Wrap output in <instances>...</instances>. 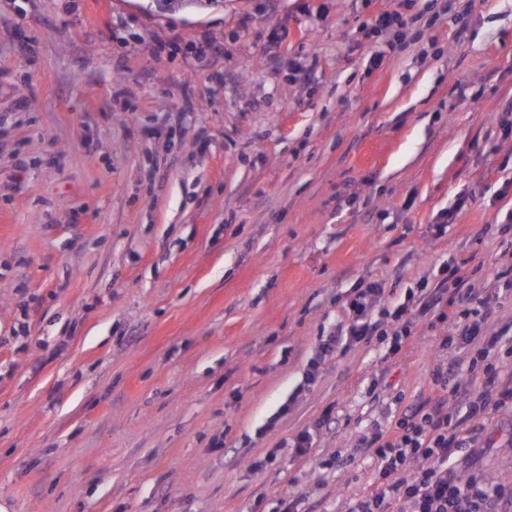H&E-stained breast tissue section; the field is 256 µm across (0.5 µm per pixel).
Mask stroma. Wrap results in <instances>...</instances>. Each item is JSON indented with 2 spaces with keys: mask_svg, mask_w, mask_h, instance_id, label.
<instances>
[{
  "mask_svg": "<svg viewBox=\"0 0 512 512\" xmlns=\"http://www.w3.org/2000/svg\"><path fill=\"white\" fill-rule=\"evenodd\" d=\"M511 111L512 0H0V505L343 512L439 331L307 359L353 289L512 277Z\"/></svg>",
  "mask_w": 512,
  "mask_h": 512,
  "instance_id": "1",
  "label": "stroma"
}]
</instances>
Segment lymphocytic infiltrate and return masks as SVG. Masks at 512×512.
I'll return each instance as SVG.
<instances>
[{
  "mask_svg": "<svg viewBox=\"0 0 512 512\" xmlns=\"http://www.w3.org/2000/svg\"><path fill=\"white\" fill-rule=\"evenodd\" d=\"M464 269V263L448 260L439 267L437 283L418 281L392 309L384 308L379 284L355 289L335 330L311 351L303 374L307 387L320 379L326 363L353 347L378 339L387 342L388 355L402 353L414 321L452 326L436 347L453 349L456 356L436 360L428 397L356 439L353 451L372 458L374 479L368 489L350 496L346 512H512L511 486L463 468L479 445L484 421L512 414V371L505 369L512 357V323L494 331L482 314L490 299L512 295V278L496 288L469 289L471 305L462 310L455 292ZM460 394L468 398L461 412L449 406Z\"/></svg>",
  "mask_w": 512,
  "mask_h": 512,
  "instance_id": "f902f5d3",
  "label": "lymphocytic infiltrate"
}]
</instances>
